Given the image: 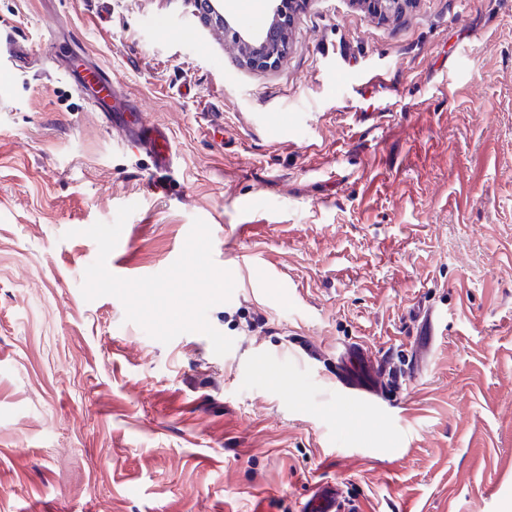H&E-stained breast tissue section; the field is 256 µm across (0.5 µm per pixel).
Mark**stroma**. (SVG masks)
<instances>
[{"label": "stroma", "instance_id": "35a3bbf8", "mask_svg": "<svg viewBox=\"0 0 512 512\" xmlns=\"http://www.w3.org/2000/svg\"><path fill=\"white\" fill-rule=\"evenodd\" d=\"M0 29L32 53L0 70V512H297L316 472L364 512H512V0H306L272 70L192 0H0ZM77 47L170 172L86 100ZM129 204L121 278L208 224L227 355L84 299L83 231ZM355 347L415 370L345 422Z\"/></svg>", "mask_w": 512, "mask_h": 512}]
</instances>
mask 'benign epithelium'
<instances>
[{"label":"benign epithelium","mask_w":512,"mask_h":512,"mask_svg":"<svg viewBox=\"0 0 512 512\" xmlns=\"http://www.w3.org/2000/svg\"><path fill=\"white\" fill-rule=\"evenodd\" d=\"M270 19L258 30L235 31L230 41L235 45L240 62L248 67L270 70L279 66L288 49V35L294 13L305 0H268ZM367 10L388 14L398 11L410 0H357ZM200 20L230 30L223 0H193Z\"/></svg>","instance_id":"obj_1"}]
</instances>
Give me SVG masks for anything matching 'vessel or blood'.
<instances>
[{"label": "vessel or blood", "instance_id": "1", "mask_svg": "<svg viewBox=\"0 0 512 512\" xmlns=\"http://www.w3.org/2000/svg\"><path fill=\"white\" fill-rule=\"evenodd\" d=\"M80 53H73L72 67L78 72L83 86L89 90V101L102 112L110 127L138 140L153 157L157 170H169L172 162L170 138L166 132L149 127L143 117L133 122L117 120L116 113L128 110L129 104L118 92L112 76L100 68H83ZM350 368L336 372V385L341 417L347 418L355 412L372 408L383 398L386 383L380 367L370 361L359 350L350 353ZM298 512H361L355 501L348 497L341 484L332 480H310L308 488L298 502Z\"/></svg>", "mask_w": 512, "mask_h": 512}]
</instances>
